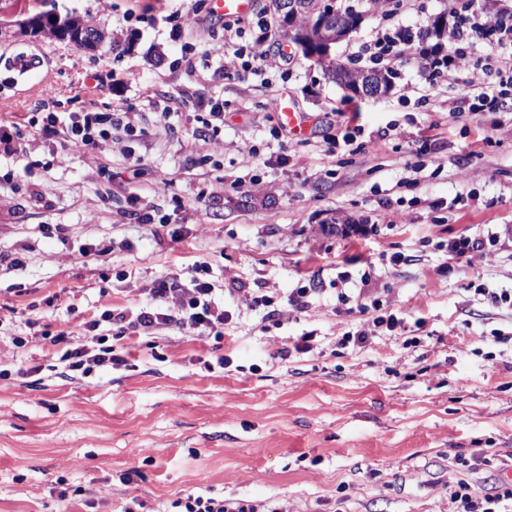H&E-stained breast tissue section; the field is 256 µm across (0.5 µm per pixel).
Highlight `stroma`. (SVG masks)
I'll list each match as a JSON object with an SVG mask.
<instances>
[{
	"instance_id": "obj_1",
	"label": "stroma",
	"mask_w": 512,
	"mask_h": 512,
	"mask_svg": "<svg viewBox=\"0 0 512 512\" xmlns=\"http://www.w3.org/2000/svg\"><path fill=\"white\" fill-rule=\"evenodd\" d=\"M346 2L364 21L331 54L363 70L371 63L356 51L378 33L456 14L454 0ZM40 14L94 16L109 38L87 49L21 35ZM169 14L182 40L161 23ZM225 23L208 0H0V53L21 49L37 63L26 78L0 65V117L132 107L148 131L130 142L145 158L137 172L111 144L65 151L34 131V167L0 161V369L10 372L0 381V512H121L134 499L138 512H173L190 494L277 512H450L460 480L493 491L512 466V306L486 298L512 289V111H453L470 87L427 83L417 43L376 97H350L276 29L268 49L290 50L287 73L222 79L209 50ZM283 96L304 113L305 137L281 130ZM150 98L167 107L166 127L155 128ZM216 100L215 146L199 131ZM351 130L375 150L333 154ZM414 151L422 168L409 164ZM205 188L210 216L199 222ZM132 193L167 225L119 215ZM458 239L480 244L471 264L451 259ZM102 241L112 245L104 260L79 256ZM19 252L24 265L10 266ZM197 261L215 287L238 289L224 298L223 340L190 328L116 339L124 366L84 378L41 336L111 304H145L155 279ZM301 286L311 293L298 309L288 295ZM246 288L276 297L279 321ZM362 291L405 327L342 345L365 324L343 299ZM482 448L493 463L463 470ZM133 469L141 479L123 482Z\"/></svg>"
}]
</instances>
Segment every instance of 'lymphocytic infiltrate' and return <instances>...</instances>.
Masks as SVG:
<instances>
[{"label":"lymphocytic infiltrate","mask_w":512,"mask_h":512,"mask_svg":"<svg viewBox=\"0 0 512 512\" xmlns=\"http://www.w3.org/2000/svg\"><path fill=\"white\" fill-rule=\"evenodd\" d=\"M270 30V22L264 19L245 28L225 27L224 40L219 45L224 59L221 73L275 67V60L265 50ZM485 33L495 37L494 57L480 64L462 57L460 70L475 76L483 85L478 102L493 110L504 100H512V10L501 9L491 15L470 13L454 23L448 31V39L455 52L461 53L470 38ZM32 123L41 137L61 139L64 149L84 152L96 149L100 140L111 136L113 128L118 126L134 138L147 134L145 128L126 122L121 112H44L33 117ZM208 273L207 263L199 262L192 267L189 281L177 276L158 278L149 290V303L137 310L108 307L99 317L75 322L51 335L49 341L60 347V359L70 371L87 377L97 368L124 365V358L114 354L110 344L114 337L148 336L159 329L189 327L199 330L201 336L223 339L229 314L217 300ZM103 321L110 324L111 336L97 335L96 330ZM89 335L96 344L92 350L84 343ZM449 499L455 512H502L504 502H512V483L501 484L496 491L482 494L462 480L451 491Z\"/></svg>","instance_id":"lymphocytic-infiltrate-1"}]
</instances>
